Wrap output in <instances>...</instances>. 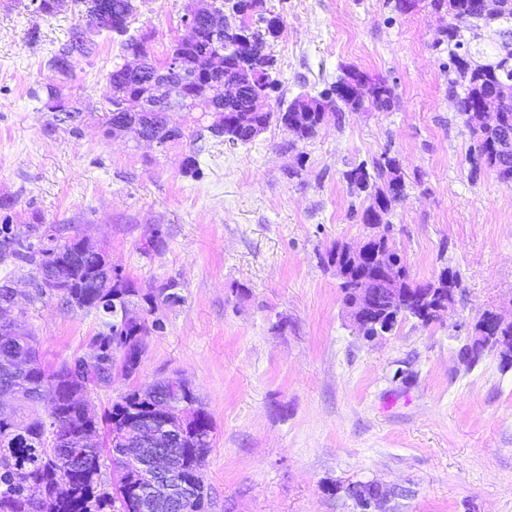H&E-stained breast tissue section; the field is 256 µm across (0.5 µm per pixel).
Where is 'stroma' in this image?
Here are the masks:
<instances>
[{"label": "stroma", "instance_id": "35a3bbf8", "mask_svg": "<svg viewBox=\"0 0 512 512\" xmlns=\"http://www.w3.org/2000/svg\"><path fill=\"white\" fill-rule=\"evenodd\" d=\"M0 0V198L12 230L33 216L58 239L88 236L141 291L175 283L177 301L137 300L150 327L136 372L112 374L91 404L106 415L132 388L186 379L213 432L202 476L209 512H357L350 485L374 481L386 512H512V368L459 349L483 311L512 314V188L471 176L470 133L448 98L447 54L433 43L448 16L428 0H265L282 29L270 51L279 86L268 109L312 96L351 66L382 78L392 110L328 112L296 140L270 126L247 145L210 141L202 173L183 172L198 112H174L184 139L158 150L109 133L106 76L116 41L79 59L67 89L83 120L48 131L42 87L50 52L79 13L39 17ZM188 0H136L133 29L164 58L186 35ZM398 157L408 196L389 216L411 276L442 265L463 296L422 325L359 335L342 310L335 244L367 234L343 173ZM47 369L91 352L95 313L58 298L20 300Z\"/></svg>", "mask_w": 512, "mask_h": 512}]
</instances>
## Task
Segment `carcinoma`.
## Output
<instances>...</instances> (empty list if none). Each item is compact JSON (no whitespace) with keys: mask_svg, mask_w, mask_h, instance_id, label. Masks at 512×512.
Here are the masks:
<instances>
[{"mask_svg":"<svg viewBox=\"0 0 512 512\" xmlns=\"http://www.w3.org/2000/svg\"><path fill=\"white\" fill-rule=\"evenodd\" d=\"M86 23L76 28L71 36L47 60L53 80L43 86L44 110L52 113L51 130L70 127L81 118L65 92L66 80L79 59L94 52L96 37L107 32L118 41L122 55H140L156 66L166 62L155 59L150 51L152 31L140 29L130 33L135 21V0H74ZM435 11H444L453 24L442 32L434 47L448 53L442 63L448 75V95L454 99L455 109L470 129L473 144L469 148L471 171H492L498 181L512 187V55L500 51L503 38L512 39V0H505V12L497 21L480 19L479 0H430ZM252 30L260 39L257 51L245 54L246 47L236 39L223 41L214 37V23H202L197 38L177 42L167 59L179 57L194 79L186 87V94L194 101L201 119L212 121L200 127L194 135L193 147L184 159V172L196 177L200 174L199 156L205 150V138L222 140L224 129L234 133L233 145L253 141L251 126H293L298 139L314 137L324 122L326 113L315 109L292 112L279 106L276 112H251L246 109L247 95L240 96L238 108L230 112H212L209 109L208 76L205 58L220 46L226 49L227 62L236 60L256 65L275 63L268 52L269 43L262 38L264 22L251 21ZM152 71L144 67L130 70L117 63L108 74L103 100L108 112V125L117 124L142 128V132L168 143L185 138L179 129L165 127L162 113L151 120L146 113L134 110V105L150 95ZM344 76L320 93L323 106L342 112L357 111L368 103L378 111H389L395 104L393 88L386 81L373 79L371 86L360 92L361 99L351 101L343 87ZM497 105L500 123L490 129L479 124L472 109L479 103ZM349 193L371 199L364 211L375 212V221L389 223L388 216L407 197V185L401 172V163L395 156H384L372 167L362 162L343 173ZM32 232L38 243L15 240L7 235L0 240V258L21 261L36 266L39 277L34 281L35 296L46 297L40 287L49 280L56 287V295L72 309L95 312L103 317L102 330L94 340L108 351L109 362L85 371L75 369L76 361L65 362L54 370L44 368L34 345L35 338L25 325L16 321L12 335H0V393H11L10 402L0 407V512H204V488L194 486L192 478L204 465L211 442H196L200 434L211 436L212 421L189 382L176 377L165 379L145 389L133 388L112 405L109 414L100 419L85 408L84 400L98 388L112 386L114 352L123 351L122 369L132 375L137 369L145 347L149 327L145 322L119 324L112 304V290L104 283L113 280L116 268L102 261L101 254L85 245V237L74 236L55 241L51 257H45L43 241L49 231L41 230L39 219L32 220ZM371 278V267L350 271L340 281L342 302L350 304L360 283ZM448 280V287H461L459 272L446 265L437 279L417 282L410 280L407 288L416 293L436 287V280ZM124 292L149 303L175 297L171 287L141 293L127 277H121ZM371 313L382 315L387 310L390 288L378 284ZM32 367L24 370L20 359ZM56 380L59 390L53 401H44L47 383ZM174 401L173 411L196 416L193 430L172 438L170 432L155 430V442L141 441L142 428L152 422L153 408L166 400ZM110 459L117 482L110 492L102 482V467Z\"/></svg>","mask_w":512,"mask_h":512,"instance_id":"obj_1","label":"carcinoma"}]
</instances>
